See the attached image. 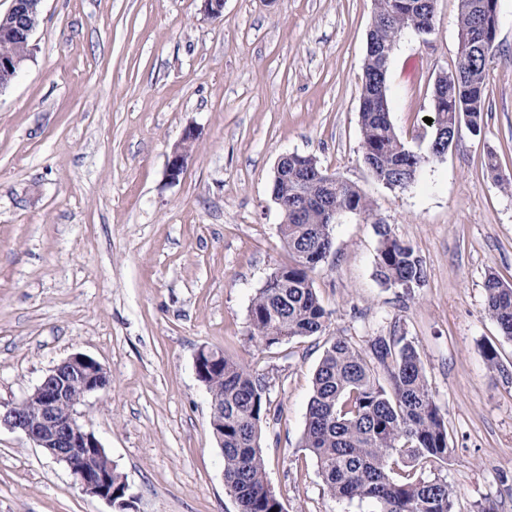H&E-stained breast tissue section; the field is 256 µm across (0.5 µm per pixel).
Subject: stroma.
Here are the masks:
<instances>
[{
    "instance_id": "35a3bbf8",
    "label": "stroma",
    "mask_w": 512,
    "mask_h": 512,
    "mask_svg": "<svg viewBox=\"0 0 512 512\" xmlns=\"http://www.w3.org/2000/svg\"><path fill=\"white\" fill-rule=\"evenodd\" d=\"M374 0H43L33 61L0 91V404L29 395L71 354L109 387L80 422L126 475L135 512H237L194 358L218 348L263 374L260 446L285 512H377L328 494L300 446L325 338L265 347L249 307L288 260L272 198L278 159L299 154L357 185L371 214L343 213L314 278L329 334L362 348L412 343L448 428L454 512H512V339L484 313L483 282H512V0L499 25L480 134L462 131L415 182L392 189L362 158L359 95ZM458 0L434 30L405 31L388 71L397 134L426 152L437 74L457 64ZM199 137L183 175L167 156ZM422 259L406 291L375 277L376 223ZM498 351L500 366L483 356ZM0 512H112L63 464L0 430ZM198 135V130L189 126L184 131L182 138L171 147L166 164V177L171 182L178 181L184 173L187 158L198 139Z\"/></svg>"
}]
</instances>
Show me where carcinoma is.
Listing matches in <instances>:
<instances>
[{
	"label": "carcinoma",
	"instance_id": "obj_1",
	"mask_svg": "<svg viewBox=\"0 0 512 512\" xmlns=\"http://www.w3.org/2000/svg\"><path fill=\"white\" fill-rule=\"evenodd\" d=\"M423 0H376L373 47L366 50L359 117L363 161L382 183L409 186L418 171L439 158L431 150L408 157L386 103L376 100V82H387L389 62L402 33L423 34L434 23ZM483 0H459V34L470 38L474 58L459 71L457 90L434 112L433 132L455 128L456 115L469 117L467 129L481 132L485 90L491 57L485 55L478 30L494 25V5L478 11ZM487 171L506 192L512 178L503 177L494 153ZM272 190L287 223L279 225L288 248V263L271 273L253 298L249 310L251 337L267 347L298 337L323 336L330 312L320 301L314 277L328 259L332 225L320 201L327 196L336 206L359 213L371 211L360 189L346 180L329 191L311 178L303 182L278 180ZM379 236L376 276L385 285L410 290L425 278L423 261L413 248L392 237L387 226L375 225ZM484 311L501 333L512 339V284L492 270L484 281ZM388 369V385L376 377V365ZM219 398L214 420L224 422V484L238 512H283V504L268 487L258 439L269 408L265 377L245 364L224 358V365L206 378ZM301 447L316 459L322 482L334 498L371 499L379 512H452L455 490L440 479L407 474L393 477L390 460L401 455L422 468L448 460V432L429 389L425 368L410 343L380 342L369 352L344 337L331 336L315 371Z\"/></svg>",
	"mask_w": 512,
	"mask_h": 512
}]
</instances>
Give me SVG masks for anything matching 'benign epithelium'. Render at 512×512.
I'll use <instances>...</instances> for the list:
<instances>
[{"mask_svg":"<svg viewBox=\"0 0 512 512\" xmlns=\"http://www.w3.org/2000/svg\"><path fill=\"white\" fill-rule=\"evenodd\" d=\"M42 0H11L5 14H0V38L31 39L38 25ZM34 58L0 56V73L13 79ZM457 70L439 74L434 83L435 99L447 98L448 88L457 86ZM198 139V130L188 127L182 138L169 152L166 177L176 182L184 173L187 158ZM294 172L298 178L314 177L329 189L336 187L338 177L329 174L312 162L310 156L297 157ZM223 353L213 348H201L194 360L196 376L204 380L211 368L218 366ZM109 376L100 363L74 353L51 370L21 403L0 409V428L22 434L35 447L42 449L53 460L64 464L81 493L106 501L115 512H129L134 508V495L119 497L112 487L115 466L106 458L104 447L94 434L79 422L76 406L93 393L105 390Z\"/></svg>","mask_w":512,"mask_h":512,"instance_id":"obj_1","label":"benign epithelium"}]
</instances>
